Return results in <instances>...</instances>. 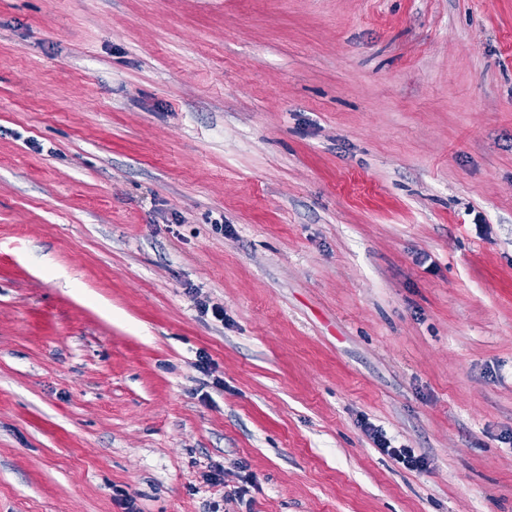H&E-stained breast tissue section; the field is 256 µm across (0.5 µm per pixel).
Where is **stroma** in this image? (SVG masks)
Returning a JSON list of instances; mask_svg holds the SVG:
<instances>
[{"instance_id":"1","label":"stroma","mask_w":512,"mask_h":512,"mask_svg":"<svg viewBox=\"0 0 512 512\" xmlns=\"http://www.w3.org/2000/svg\"><path fill=\"white\" fill-rule=\"evenodd\" d=\"M126 497L512 512V0H0V512ZM364 428L382 452L391 456L406 468L417 470L424 467L425 459L421 455H415L414 450L410 448L392 446L391 441L387 439L382 431L372 426L370 423H364Z\"/></svg>"}]
</instances>
